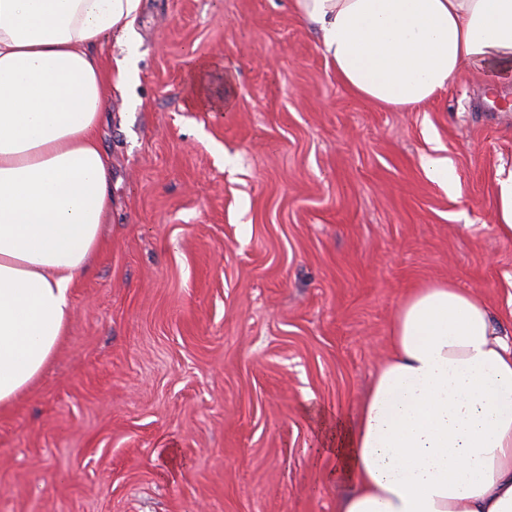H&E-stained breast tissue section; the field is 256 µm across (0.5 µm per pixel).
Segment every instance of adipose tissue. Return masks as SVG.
<instances>
[{
    "mask_svg": "<svg viewBox=\"0 0 512 512\" xmlns=\"http://www.w3.org/2000/svg\"><path fill=\"white\" fill-rule=\"evenodd\" d=\"M141 0H0V410L66 334L71 290L112 206L98 130L126 62L94 50L128 36ZM357 98L416 110L464 67L512 76V0H292ZM193 105L224 109L210 61L189 68ZM349 486L336 512H512V336L452 283L410 289L389 354L353 421L326 424Z\"/></svg>",
    "mask_w": 512,
    "mask_h": 512,
    "instance_id": "ef3b65f1",
    "label": "adipose tissue"
}]
</instances>
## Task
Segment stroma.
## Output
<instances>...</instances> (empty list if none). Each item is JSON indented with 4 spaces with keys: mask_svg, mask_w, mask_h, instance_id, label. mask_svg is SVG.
I'll return each instance as SVG.
<instances>
[{
    "mask_svg": "<svg viewBox=\"0 0 512 512\" xmlns=\"http://www.w3.org/2000/svg\"><path fill=\"white\" fill-rule=\"evenodd\" d=\"M100 145L101 246L67 337L0 413V512H336L322 417L356 415L408 289L453 280L512 331V83L467 68L394 111L336 79L290 0H144ZM234 78L191 109L189 58ZM425 154L448 157L451 195ZM421 166L427 178L438 184L447 193L455 195L458 192V178L448 163V158L427 155L421 159ZM496 206L493 212V224L499 233L512 237V167L500 166L495 175Z\"/></svg>",
    "mask_w": 512,
    "mask_h": 512,
    "instance_id": "stroma-1",
    "label": "stroma"
}]
</instances>
